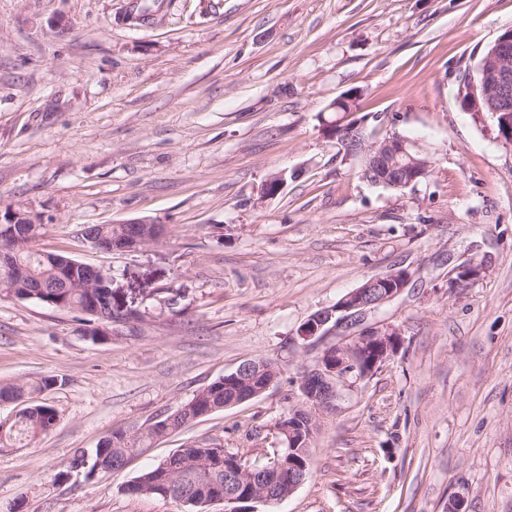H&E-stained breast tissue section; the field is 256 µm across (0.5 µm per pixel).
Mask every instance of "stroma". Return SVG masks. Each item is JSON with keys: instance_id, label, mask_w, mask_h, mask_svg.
<instances>
[{"instance_id": "1", "label": "stroma", "mask_w": 512, "mask_h": 512, "mask_svg": "<svg viewBox=\"0 0 512 512\" xmlns=\"http://www.w3.org/2000/svg\"><path fill=\"white\" fill-rule=\"evenodd\" d=\"M512 27V0H0V210L37 214L35 250L110 269L112 337L0 297V382L51 376L57 427L0 448V512H188L124 491L193 441L251 461L328 333L298 330L366 279L406 269L366 325L399 353L313 408L309 473L257 512H512V146L458 93ZM356 90L367 129L415 141L430 177L396 192L324 135ZM285 173L258 202L269 174ZM149 219L161 243L94 249L87 224ZM483 273L450 290L464 262ZM251 359L277 383L132 456L56 482L74 452L174 412Z\"/></svg>"}]
</instances>
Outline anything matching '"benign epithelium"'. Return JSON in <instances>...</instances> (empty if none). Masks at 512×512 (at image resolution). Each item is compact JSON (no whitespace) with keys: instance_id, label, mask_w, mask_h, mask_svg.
<instances>
[{"instance_id":"obj_1","label":"benign epithelium","mask_w":512,"mask_h":512,"mask_svg":"<svg viewBox=\"0 0 512 512\" xmlns=\"http://www.w3.org/2000/svg\"><path fill=\"white\" fill-rule=\"evenodd\" d=\"M483 84L491 96V110L494 114L512 111V29L505 30L493 44L490 56L483 69ZM406 151V142L387 135L381 139L371 136V141L362 145V169L370 182L385 183L392 188H409L419 183V178L428 177L430 164L419 162L416 167L400 171L391 170L386 157L391 153ZM39 223V218L26 211L13 210L0 218V232L19 241H28L30 233L26 225ZM141 225L142 236L138 246L157 244L163 236L159 224L148 219H134ZM11 273L18 280L26 277L24 266L18 261L16 252L0 249V274ZM482 267L464 263L448 277V287L463 288L478 279ZM410 273L406 269L390 271L367 279L362 285L347 293L330 310L318 312L298 331V337L309 341L324 335L333 328L345 336V341L324 350L320 358L308 366L301 376L300 390L305 404L313 406L330 405L339 398V386L346 378L354 375L366 377L395 355L401 346V333L395 328L384 331L365 327L358 329L367 314L381 309L398 297L406 288ZM273 373L263 386H256L251 392L240 393L233 388V395L224 407L241 404L266 392L277 380V369L265 360H250L230 374L224 375V386L230 387L234 380L263 372ZM228 478L224 486H215L210 494L214 503L224 504L225 512H256L252 504H270L291 495L302 483V469L288 459L287 455L275 453L267 464H243L227 467ZM287 487L281 495H272V489Z\"/></svg>"}]
</instances>
